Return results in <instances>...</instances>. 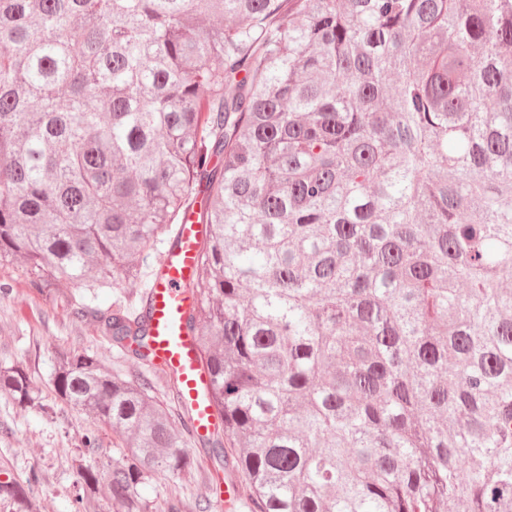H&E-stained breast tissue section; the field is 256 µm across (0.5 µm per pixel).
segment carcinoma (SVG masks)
<instances>
[{
    "instance_id": "cac0c4a2",
    "label": "carcinoma",
    "mask_w": 512,
    "mask_h": 512,
    "mask_svg": "<svg viewBox=\"0 0 512 512\" xmlns=\"http://www.w3.org/2000/svg\"><path fill=\"white\" fill-rule=\"evenodd\" d=\"M512 0H0V263L149 365V307L75 304L203 227L186 320L252 512H512ZM73 459L195 467L153 382L59 353ZM0 391L44 408L21 364ZM104 425L125 444L97 458ZM0 505L37 512L25 485Z\"/></svg>"
}]
</instances>
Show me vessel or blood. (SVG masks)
Here are the masks:
<instances>
[{"instance_id": "obj_1", "label": "vessel or blood", "mask_w": 512, "mask_h": 512, "mask_svg": "<svg viewBox=\"0 0 512 512\" xmlns=\"http://www.w3.org/2000/svg\"><path fill=\"white\" fill-rule=\"evenodd\" d=\"M198 238L194 216H186L173 243L157 263L148 290L149 352L155 364L178 374L183 384L178 405L188 430L197 436L210 431L215 422V410L209 401L208 373L202 365L195 337L185 328L191 308L185 285L197 270Z\"/></svg>"}]
</instances>
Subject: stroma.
<instances>
[{"instance_id": "obj_1", "label": "stroma", "mask_w": 512, "mask_h": 512, "mask_svg": "<svg viewBox=\"0 0 512 512\" xmlns=\"http://www.w3.org/2000/svg\"><path fill=\"white\" fill-rule=\"evenodd\" d=\"M4 280L12 281L14 291L0 295V365L23 362L33 389L41 393L50 410H24L0 395V471L21 481L32 480L30 494L38 512H76L78 476L72 459L89 420L55 397L52 377L58 352L84 350L121 375L146 374L153 381L154 396L174 414L179 411L177 397L167 387L164 374L112 346L94 321L74 317L70 309L26 293L19 263L0 264V281ZM185 441L195 470L156 474L138 488L141 499L153 510L176 495L183 502V512H199L200 504L215 499L225 487L224 464L216 459L212 447L190 434Z\"/></svg>"}]
</instances>
